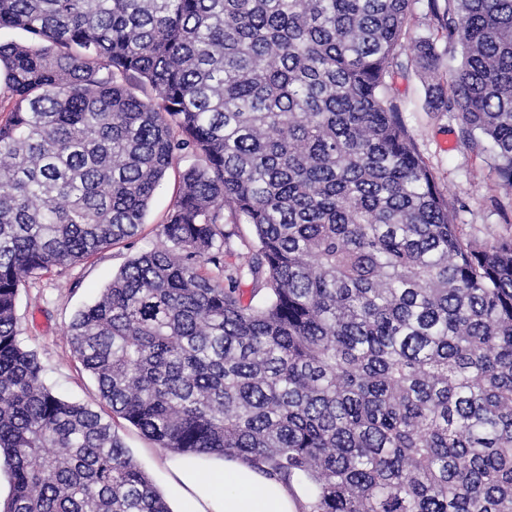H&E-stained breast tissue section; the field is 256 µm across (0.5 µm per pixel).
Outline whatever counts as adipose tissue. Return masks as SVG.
<instances>
[{
  "mask_svg": "<svg viewBox=\"0 0 512 512\" xmlns=\"http://www.w3.org/2000/svg\"><path fill=\"white\" fill-rule=\"evenodd\" d=\"M169 468L181 512H307L311 503L302 483L264 477L238 457H182Z\"/></svg>",
  "mask_w": 512,
  "mask_h": 512,
  "instance_id": "adipose-tissue-1",
  "label": "adipose tissue"
}]
</instances>
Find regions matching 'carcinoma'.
<instances>
[{
  "instance_id": "obj_1",
  "label": "carcinoma",
  "mask_w": 512,
  "mask_h": 512,
  "mask_svg": "<svg viewBox=\"0 0 512 512\" xmlns=\"http://www.w3.org/2000/svg\"><path fill=\"white\" fill-rule=\"evenodd\" d=\"M428 9L407 45L410 0H0V512H170L16 301L136 237L186 159L158 244L66 330L112 413L310 512H512V233L463 237L390 93L423 73L512 189V0ZM227 223L255 241L222 266Z\"/></svg>"
}]
</instances>
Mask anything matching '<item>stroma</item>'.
<instances>
[{
	"label": "stroma",
	"instance_id": "stroma-1",
	"mask_svg": "<svg viewBox=\"0 0 512 512\" xmlns=\"http://www.w3.org/2000/svg\"><path fill=\"white\" fill-rule=\"evenodd\" d=\"M392 93L408 100L405 128L431 169L438 189L455 206V222L467 239L490 243L512 231V194L501 188L489 150L466 144L455 113L424 111V79L416 72L395 76ZM179 169H171L153 198L139 236L77 262L29 280L21 286L16 314L19 338L44 368V380L55 393L100 410L104 402L91 375L74 356L66 328L76 312L92 303L131 258L149 251L176 197ZM114 424L133 459L159 491L168 488L170 451L144 438L123 419Z\"/></svg>",
	"mask_w": 512,
	"mask_h": 512
}]
</instances>
